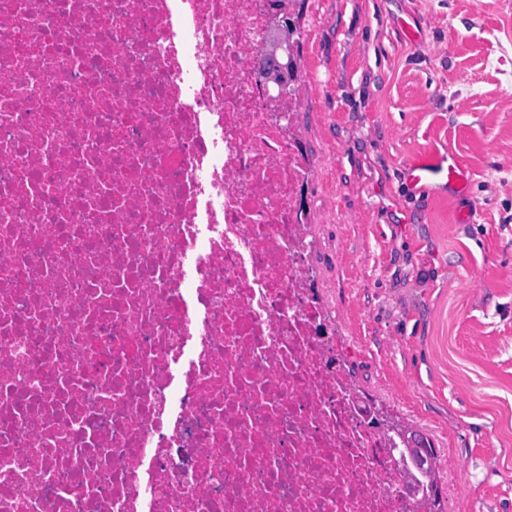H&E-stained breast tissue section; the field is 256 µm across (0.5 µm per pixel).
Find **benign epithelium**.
I'll return each mask as SVG.
<instances>
[{
  "instance_id": "1",
  "label": "benign epithelium",
  "mask_w": 512,
  "mask_h": 512,
  "mask_svg": "<svg viewBox=\"0 0 512 512\" xmlns=\"http://www.w3.org/2000/svg\"><path fill=\"white\" fill-rule=\"evenodd\" d=\"M298 7L299 0H266L265 26L274 31V35L263 55L259 73L265 88L275 90L270 95L274 102L283 97L291 83L296 81L297 58L293 41L296 23L293 17ZM353 398L362 400L364 411L371 414L375 423L400 438L407 447V460L418 473L424 476L435 467V456L430 449L421 447L422 439L416 431L391 419L384 409L375 407L371 400L362 399L356 393ZM407 491L417 502L436 498V489L424 485L418 478L407 486Z\"/></svg>"
}]
</instances>
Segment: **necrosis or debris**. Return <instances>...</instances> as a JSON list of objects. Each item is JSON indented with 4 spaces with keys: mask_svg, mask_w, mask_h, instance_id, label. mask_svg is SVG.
<instances>
[{
    "mask_svg": "<svg viewBox=\"0 0 512 512\" xmlns=\"http://www.w3.org/2000/svg\"><path fill=\"white\" fill-rule=\"evenodd\" d=\"M264 7L0 0V512H409Z\"/></svg>",
    "mask_w": 512,
    "mask_h": 512,
    "instance_id": "obj_1",
    "label": "necrosis or debris"
}]
</instances>
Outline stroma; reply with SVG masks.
<instances>
[{
	"instance_id": "35a3bbf8",
	"label": "stroma",
	"mask_w": 512,
	"mask_h": 512,
	"mask_svg": "<svg viewBox=\"0 0 512 512\" xmlns=\"http://www.w3.org/2000/svg\"><path fill=\"white\" fill-rule=\"evenodd\" d=\"M297 28L344 371L433 442L443 512H512V0H304ZM448 150L467 189L409 182Z\"/></svg>"
}]
</instances>
